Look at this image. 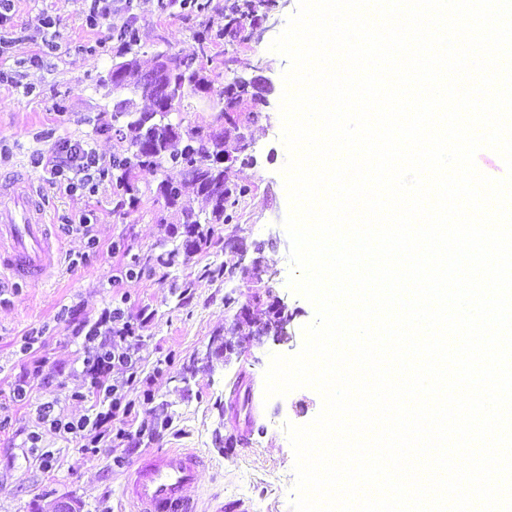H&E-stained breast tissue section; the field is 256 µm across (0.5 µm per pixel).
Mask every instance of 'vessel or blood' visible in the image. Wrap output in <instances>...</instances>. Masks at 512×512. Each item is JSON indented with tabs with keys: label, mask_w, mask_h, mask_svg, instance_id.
Returning a JSON list of instances; mask_svg holds the SVG:
<instances>
[{
	"label": "vessel or blood",
	"mask_w": 512,
	"mask_h": 512,
	"mask_svg": "<svg viewBox=\"0 0 512 512\" xmlns=\"http://www.w3.org/2000/svg\"><path fill=\"white\" fill-rule=\"evenodd\" d=\"M47 202L31 180L18 177L0 183V271L23 283L43 279L54 262ZM253 386L238 379L229 417L233 430L253 421ZM203 464L191 450L146 452L124 486L131 512H199L187 494Z\"/></svg>",
	"instance_id": "vessel-or-blood-1"
}]
</instances>
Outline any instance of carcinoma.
<instances>
[{"label": "carcinoma", "instance_id": "obj_1", "mask_svg": "<svg viewBox=\"0 0 512 512\" xmlns=\"http://www.w3.org/2000/svg\"><path fill=\"white\" fill-rule=\"evenodd\" d=\"M260 9L256 0H243V4L234 3L224 15L227 22L215 34L200 36L202 48L213 38H235L245 30L244 21L251 13ZM138 79L130 73L125 78L112 83L111 91L115 98L137 95ZM244 91L229 92L224 88L213 100V108L219 117L235 108L234 101L242 99ZM126 119V127L131 133L129 155L112 160V189L118 195L127 198L128 204L136 206L139 197L134 192L136 172L144 168H164L165 179L159 185V193L169 209H176L183 216L185 240L148 259L153 271L170 268L180 262L186 263L195 256L206 253L219 243L215 237V225L230 224L236 220V208L239 200L250 192L246 185L229 184L224 178V169L219 162L224 153L237 150L241 138L239 127L225 126L204 142L200 135L202 128L192 127L185 130V138L173 143L174 135L170 123L166 122L167 113L152 105L149 110L138 114L113 109L112 119ZM189 183L203 195L210 210L200 216L183 201L182 187Z\"/></svg>", "mask_w": 512, "mask_h": 512}]
</instances>
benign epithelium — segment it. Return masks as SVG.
I'll list each match as a JSON object with an SVG mask.
<instances>
[{
    "label": "benign epithelium",
    "instance_id": "benign-epithelium-1",
    "mask_svg": "<svg viewBox=\"0 0 512 512\" xmlns=\"http://www.w3.org/2000/svg\"><path fill=\"white\" fill-rule=\"evenodd\" d=\"M181 67L182 60L174 55L166 52L158 53L153 66L138 73L141 96L151 97L161 105L177 98L181 89L176 86L174 77ZM227 246L240 252L241 261L245 262L244 268L253 276V280L269 286L270 302L267 305L266 317L258 321L253 320L250 306H241L234 322L224 329V335L216 339L221 347L207 350L210 355L215 352L223 354L226 363L231 361L237 348L235 330L240 324L244 322L251 324V341L260 346L264 343V338L270 335L283 342L290 340L289 327L294 319V313L288 311V306L279 298L273 287L274 272L270 271L262 258L254 252L248 253L238 241H229Z\"/></svg>",
    "mask_w": 512,
    "mask_h": 512
}]
</instances>
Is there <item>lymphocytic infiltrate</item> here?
Listing matches in <instances>:
<instances>
[{
    "mask_svg": "<svg viewBox=\"0 0 512 512\" xmlns=\"http://www.w3.org/2000/svg\"><path fill=\"white\" fill-rule=\"evenodd\" d=\"M35 166L67 179L66 191L80 189L97 192L112 177V164L99 155L85 139L62 138L49 154L38 155ZM137 327L130 313L115 306L104 310L85 334L82 376L84 386L73 399L93 402V416L62 422L52 418L48 406L38 411L39 423L51 430L70 435L79 442L86 458H95L100 449L111 447L114 440L127 436L125 429L136 403H151L153 393L142 386L137 399L128 391L138 379L136 358Z\"/></svg>",
    "mask_w": 512,
    "mask_h": 512,
    "instance_id": "1",
    "label": "lymphocytic infiltrate"
}]
</instances>
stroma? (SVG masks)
Returning a JSON list of instances; mask_svg holds the SVG:
<instances>
[{
    "label": "stroma",
    "instance_id": "obj_1",
    "mask_svg": "<svg viewBox=\"0 0 512 512\" xmlns=\"http://www.w3.org/2000/svg\"><path fill=\"white\" fill-rule=\"evenodd\" d=\"M224 3L210 0L201 15L161 9L158 0H132L130 7L140 35L133 51L143 66L160 52L198 55L212 91H221L236 76L271 86L262 112L253 113L248 100L237 109L250 144L248 162L224 169L228 182L250 188L238 205L237 221L217 225L221 245L170 268L163 281L125 276L135 258L161 253L184 238L175 210L166 209L158 192L163 170L138 172L140 203L133 208L113 194L111 184L94 194L69 192L31 164L34 155L48 152L65 136L91 140L105 157L127 154L128 139L112 128V96L100 83L121 59L111 21L87 27L82 0H13L0 24V72L8 76L0 82V176L21 173L32 179L49 202L46 219L56 249L43 281L17 284L9 273L0 274V512H46L56 500L68 501L75 512H130L123 495L126 479L143 453L160 448H189L204 456L205 467L190 490L201 505L238 500L245 512H292L295 457L284 426L311 422L322 399L310 388L268 399L264 384L271 355L298 352L303 328L315 315L313 305L287 285L291 243L283 227L288 198L281 171L288 153L281 140L280 102L289 62L270 49L298 0H277L263 22V36L227 38L201 49L198 34L223 24ZM47 15L57 31L50 51L40 25ZM40 52L44 66L29 67V57ZM162 209L169 218L165 225L154 220ZM85 216L99 241L94 252L84 235L66 229ZM228 239L261 247L280 297L296 314L291 339L242 343L231 363L214 360L212 370L199 369L190 378L187 369L204 358L236 308L252 305L259 290L243 272L239 252L225 248ZM210 264L233 271L232 280L204 276L202 269ZM228 295L234 306L225 305ZM119 302L142 319L139 370L154 400L136 406L135 413L158 421L155 437L114 442L91 461L84 460L74 439L48 430L40 449L31 448L29 434L38 426L41 404H52L55 416L66 420L88 414V403L71 397L83 384L84 336L104 309ZM36 368L43 377L33 382L29 374ZM242 374L253 380L258 411L250 435L236 442L230 427L221 424L216 403L227 400ZM21 386L27 391L22 401L15 395ZM43 449L48 457H40Z\"/></svg>",
    "mask_w": 512,
    "mask_h": 512
}]
</instances>
